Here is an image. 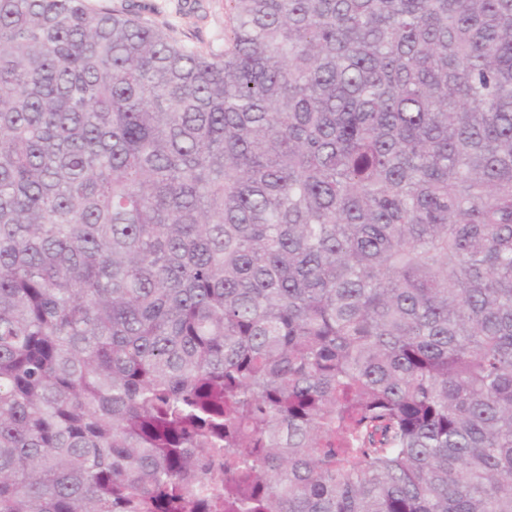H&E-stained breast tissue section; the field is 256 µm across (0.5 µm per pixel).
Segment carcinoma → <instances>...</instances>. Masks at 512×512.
<instances>
[{"label":"carcinoma","instance_id":"obj_1","mask_svg":"<svg viewBox=\"0 0 512 512\" xmlns=\"http://www.w3.org/2000/svg\"><path fill=\"white\" fill-rule=\"evenodd\" d=\"M230 2L0 0V512H512V0ZM114 10L131 12L179 44L203 52L224 49L230 35L227 0H91Z\"/></svg>","mask_w":512,"mask_h":512}]
</instances>
